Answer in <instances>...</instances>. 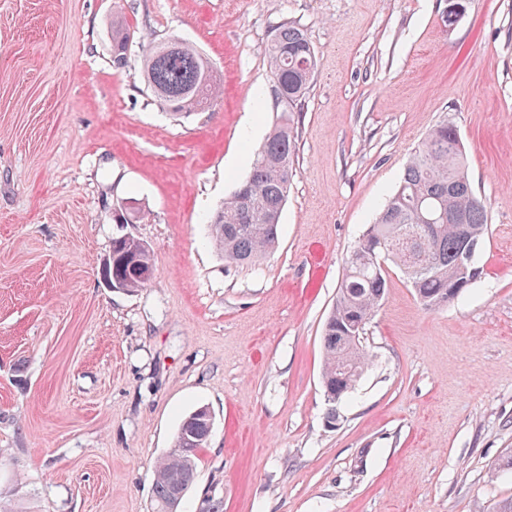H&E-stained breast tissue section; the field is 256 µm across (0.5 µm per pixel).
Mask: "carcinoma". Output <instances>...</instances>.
I'll list each match as a JSON object with an SVG mask.
<instances>
[{"label":"carcinoma","instance_id":"carcinoma-1","mask_svg":"<svg viewBox=\"0 0 512 512\" xmlns=\"http://www.w3.org/2000/svg\"><path fill=\"white\" fill-rule=\"evenodd\" d=\"M129 33L112 20V53L125 61ZM155 46L144 66L147 89L174 119L205 107L219 83L208 58L178 42ZM271 94L283 105L280 121L258 148L248 177L210 219L211 237L224 260L252 265L278 243L280 216L288 197L287 173L293 170L297 131L293 112L312 84L317 60L304 28L286 23L266 48ZM488 231L485 203L475 194L466 170L457 129L443 121L415 148L397 189L350 254L336 302L323 336L322 385L332 407L327 422H336V404L349 393L369 365L362 344L366 326L383 300L387 279L380 260L399 267L425 310L448 305L482 278L477 259L466 264V243L480 253ZM154 273L151 253L136 237L112 239L109 274L121 289L133 292ZM211 433V415L200 407L179 424L173 448L154 466L155 512H181L195 477L198 455Z\"/></svg>","mask_w":512,"mask_h":512}]
</instances>
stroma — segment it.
I'll use <instances>...</instances> for the list:
<instances>
[{"instance_id":"stroma-1","label":"stroma","mask_w":512,"mask_h":512,"mask_svg":"<svg viewBox=\"0 0 512 512\" xmlns=\"http://www.w3.org/2000/svg\"><path fill=\"white\" fill-rule=\"evenodd\" d=\"M449 3L0 0V505L153 512V465L202 406L213 430L183 512L512 499V0H463L453 23ZM288 22L318 68L294 115L279 245L235 266L207 219L280 118L264 48ZM175 38L220 83L178 121L142 74ZM442 120L488 206L484 274L427 311L387 266L371 363L330 405L321 337L345 261ZM120 206L138 219L116 223ZM126 233L155 268L131 293L99 276ZM129 33L119 18L112 20V53L118 64L125 62Z\"/></svg>"}]
</instances>
